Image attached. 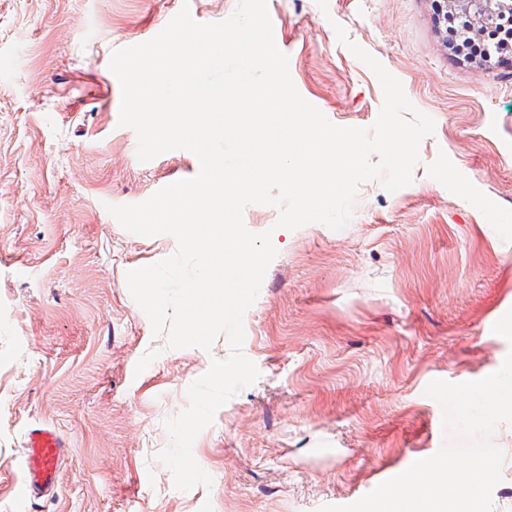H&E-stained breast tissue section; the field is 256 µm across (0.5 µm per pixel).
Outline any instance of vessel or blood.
I'll return each instance as SVG.
<instances>
[{
    "mask_svg": "<svg viewBox=\"0 0 512 512\" xmlns=\"http://www.w3.org/2000/svg\"><path fill=\"white\" fill-rule=\"evenodd\" d=\"M25 448V480L21 494L34 498L56 486L66 444L54 426L43 424L27 430Z\"/></svg>",
    "mask_w": 512,
    "mask_h": 512,
    "instance_id": "b4317fda",
    "label": "vessel or blood"
}]
</instances>
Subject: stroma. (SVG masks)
<instances>
[{
    "mask_svg": "<svg viewBox=\"0 0 512 512\" xmlns=\"http://www.w3.org/2000/svg\"><path fill=\"white\" fill-rule=\"evenodd\" d=\"M238 0H0V512H318L348 505L446 443L436 379H482L512 352V60H452L433 0H267L298 92L332 123L371 127L382 88L343 27L435 121L410 185L361 183L347 225L276 228L278 254L244 319L260 377L193 444L211 487L177 490L159 458L210 350L166 349L129 271L175 252L125 230L138 204L199 171L187 150L150 162L119 126L113 50L151 40L189 6L219 22ZM160 355L143 372L139 359ZM58 428L54 496L24 499L25 433ZM495 512H512V424Z\"/></svg>",
    "mask_w": 512,
    "mask_h": 512,
    "instance_id": "obj_1",
    "label": "stroma"
}]
</instances>
